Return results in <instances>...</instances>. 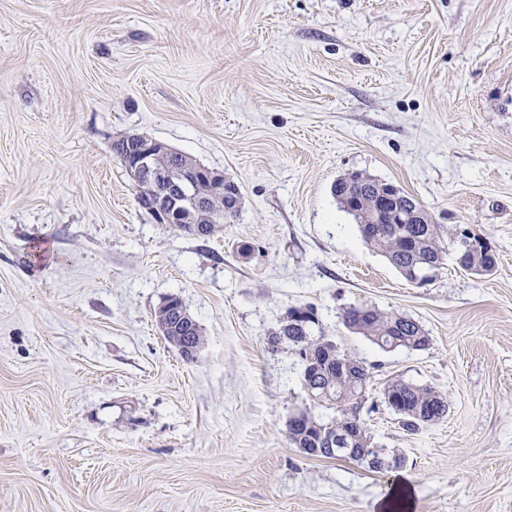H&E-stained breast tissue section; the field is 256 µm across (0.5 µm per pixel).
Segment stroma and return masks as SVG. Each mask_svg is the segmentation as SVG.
<instances>
[{"mask_svg": "<svg viewBox=\"0 0 512 512\" xmlns=\"http://www.w3.org/2000/svg\"><path fill=\"white\" fill-rule=\"evenodd\" d=\"M140 134L222 173L240 210L209 240L157 223L112 145ZM358 172L444 228L409 282L332 192ZM482 234L495 270L456 262ZM171 295L203 344L158 329ZM363 360L360 416L403 466L288 438L327 420L293 307ZM420 322V350L348 330ZM448 400L410 433L389 380ZM512 512V0H0V512ZM343 323L382 349L419 350L429 343L427 332L415 319L375 307L350 308Z\"/></svg>", "mask_w": 512, "mask_h": 512, "instance_id": "35a3bbf8", "label": "stroma"}]
</instances>
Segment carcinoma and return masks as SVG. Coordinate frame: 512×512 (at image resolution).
Masks as SVG:
<instances>
[{"mask_svg": "<svg viewBox=\"0 0 512 512\" xmlns=\"http://www.w3.org/2000/svg\"><path fill=\"white\" fill-rule=\"evenodd\" d=\"M189 157L162 144L154 155L156 165L178 166ZM227 192L212 198V222L205 224H178L182 233L207 240L221 227L230 223L238 214L240 198L231 193L234 182L224 181ZM354 205L347 211L358 224L366 243L380 250L389 262L408 280L415 279L414 271L426 268L437 269L446 253L441 246V226L429 218L420 221L408 220L406 216L423 210L420 203L391 183L379 180L355 194ZM459 234L456 240V259L459 267L477 275L494 270L496 259L483 241L482 235L471 232L468 240ZM176 297H168L158 311V323L165 326L169 334L192 337L193 345L201 347L199 326L191 327L176 311ZM343 323L349 329L366 337L382 349L405 348L419 350L429 344V336L422 325L411 317L396 312H384L375 307H353L345 311ZM286 343L294 351L316 349L317 354L325 353L332 340L284 323L268 338L270 347ZM370 381L367 369L352 368L342 372L334 368H322L311 377V396L336 407V417L324 422L307 412H300L302 424L297 429H288L292 444L314 457H341L340 453L330 454L328 439L349 438L348 447H361L362 438L354 437V407L350 398L363 389ZM392 409L400 416V424L407 431H416L429 422H438L448 413V401L435 388L417 385L403 380L388 382Z\"/></svg>", "mask_w": 512, "mask_h": 512, "instance_id": "1", "label": "carcinoma"}]
</instances>
